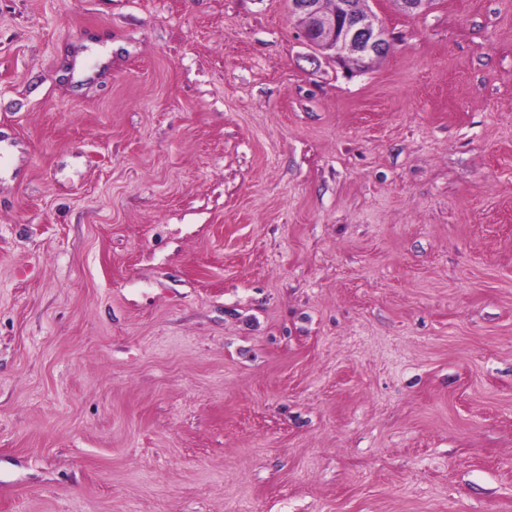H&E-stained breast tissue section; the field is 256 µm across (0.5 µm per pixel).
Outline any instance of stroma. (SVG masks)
Returning a JSON list of instances; mask_svg holds the SVG:
<instances>
[{
    "label": "stroma",
    "mask_w": 512,
    "mask_h": 512,
    "mask_svg": "<svg viewBox=\"0 0 512 512\" xmlns=\"http://www.w3.org/2000/svg\"><path fill=\"white\" fill-rule=\"evenodd\" d=\"M0 0V512H512V0ZM288 2L308 44L340 61H350L360 69L388 49V32L370 9L369 0H335L331 10L320 0Z\"/></svg>",
    "instance_id": "obj_1"
}]
</instances>
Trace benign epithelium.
<instances>
[{
	"mask_svg": "<svg viewBox=\"0 0 512 512\" xmlns=\"http://www.w3.org/2000/svg\"><path fill=\"white\" fill-rule=\"evenodd\" d=\"M368 2L334 0L327 10L322 0H289V8L310 46L360 69L367 61L383 55L389 46L388 32Z\"/></svg>",
	"mask_w": 512,
	"mask_h": 512,
	"instance_id": "7a95c632",
	"label": "benign epithelium"
}]
</instances>
